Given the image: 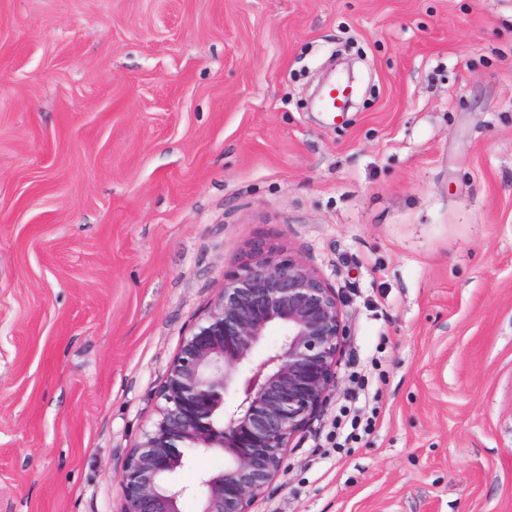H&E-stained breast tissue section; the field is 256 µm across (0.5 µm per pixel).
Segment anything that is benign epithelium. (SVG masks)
<instances>
[{
  "label": "benign epithelium",
  "instance_id": "benign-epithelium-1",
  "mask_svg": "<svg viewBox=\"0 0 512 512\" xmlns=\"http://www.w3.org/2000/svg\"><path fill=\"white\" fill-rule=\"evenodd\" d=\"M273 326L280 341L254 360ZM345 342L333 288L302 261L255 247L224 274L223 288L183 337L156 419L129 454L121 512H181L189 493L198 512H250L336 386ZM240 373L237 405L228 412L224 397ZM193 450L224 455V469L202 475L192 490L172 475Z\"/></svg>",
  "mask_w": 512,
  "mask_h": 512
}]
</instances>
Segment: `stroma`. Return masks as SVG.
<instances>
[{
	"instance_id": "obj_1",
	"label": "stroma",
	"mask_w": 512,
	"mask_h": 512,
	"mask_svg": "<svg viewBox=\"0 0 512 512\" xmlns=\"http://www.w3.org/2000/svg\"><path fill=\"white\" fill-rule=\"evenodd\" d=\"M259 242L347 336L252 512H512V0H0V512H121Z\"/></svg>"
}]
</instances>
